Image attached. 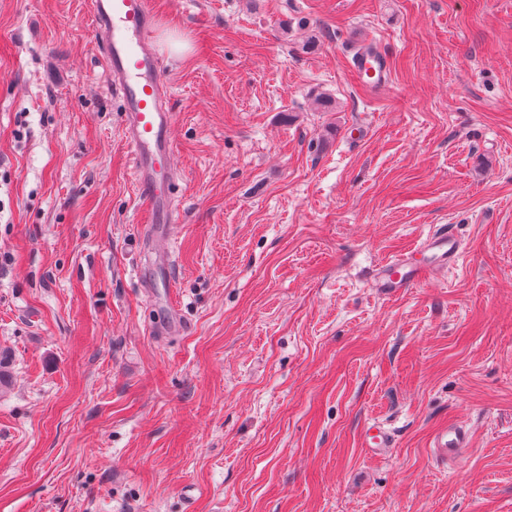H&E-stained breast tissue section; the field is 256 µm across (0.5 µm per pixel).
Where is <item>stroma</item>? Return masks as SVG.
I'll list each match as a JSON object with an SVG mask.
<instances>
[{
  "label": "stroma",
  "instance_id": "obj_1",
  "mask_svg": "<svg viewBox=\"0 0 512 512\" xmlns=\"http://www.w3.org/2000/svg\"><path fill=\"white\" fill-rule=\"evenodd\" d=\"M150 2L168 226L91 0H0V512H512V0ZM443 224L458 266L379 295ZM352 67L371 87L381 86L389 80V70L380 51L374 46L358 48L352 56ZM363 441L374 454H385L394 447L391 434L380 424L372 422L363 429ZM469 433L455 424L440 430L433 438V451L440 460L459 461L468 448Z\"/></svg>",
  "mask_w": 512,
  "mask_h": 512
}]
</instances>
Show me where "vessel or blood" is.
<instances>
[{"label":"vessel or blood","instance_id":"b4317fda","mask_svg":"<svg viewBox=\"0 0 512 512\" xmlns=\"http://www.w3.org/2000/svg\"><path fill=\"white\" fill-rule=\"evenodd\" d=\"M92 14L96 35L104 47L106 75L122 100L124 137L143 197L145 221L176 223L173 186L177 175L171 162L174 118L170 89L151 40L155 16L148 0H92ZM352 67L374 87L389 79L380 51L371 45L354 52ZM463 255L461 240L444 230L378 264L371 280L383 294L393 295L434 280L439 271L455 267ZM363 441L378 455L394 446L391 434L375 422L365 426ZM468 444V431L453 424L435 434L433 451L438 459L456 462Z\"/></svg>","mask_w":512,"mask_h":512}]
</instances>
